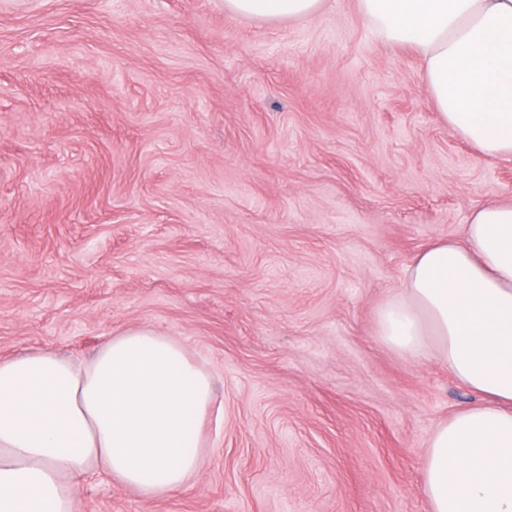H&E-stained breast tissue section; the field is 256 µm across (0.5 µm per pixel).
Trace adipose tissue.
I'll list each match as a JSON object with an SVG mask.
<instances>
[{"instance_id": "1", "label": "adipose tissue", "mask_w": 512, "mask_h": 512, "mask_svg": "<svg viewBox=\"0 0 512 512\" xmlns=\"http://www.w3.org/2000/svg\"><path fill=\"white\" fill-rule=\"evenodd\" d=\"M233 13L308 18L323 0H224ZM387 43L419 57L435 107L483 155L512 159V0H358ZM379 338L433 356L476 404L430 434V512H512V204L475 211L380 306ZM212 378L148 327L111 337L84 366L33 350L0 360V512H76L77 482L107 474L147 500L200 468Z\"/></svg>"}]
</instances>
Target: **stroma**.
I'll use <instances>...</instances> for the list:
<instances>
[{"label": "stroma", "mask_w": 512, "mask_h": 512, "mask_svg": "<svg viewBox=\"0 0 512 512\" xmlns=\"http://www.w3.org/2000/svg\"><path fill=\"white\" fill-rule=\"evenodd\" d=\"M512 203L357 0H0V359L175 337L213 379L202 468L78 512H430L433 429L477 401L376 334L405 267ZM324 0H225L224 5L233 13L264 19L308 18L317 14Z\"/></svg>", "instance_id": "1"}]
</instances>
